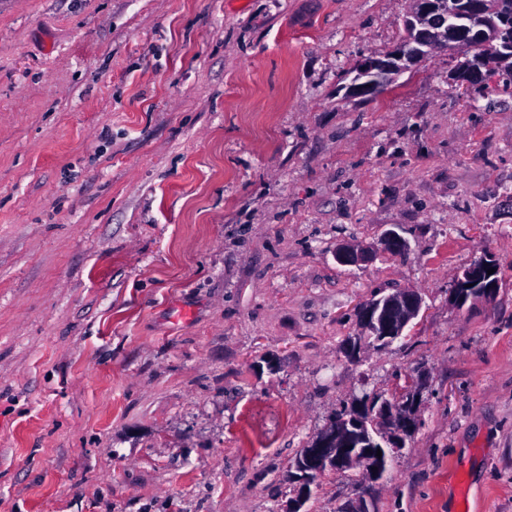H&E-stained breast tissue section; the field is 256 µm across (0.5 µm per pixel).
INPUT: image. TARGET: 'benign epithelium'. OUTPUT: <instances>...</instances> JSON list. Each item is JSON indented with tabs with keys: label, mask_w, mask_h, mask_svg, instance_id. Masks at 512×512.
Returning <instances> with one entry per match:
<instances>
[{
	"label": "benign epithelium",
	"mask_w": 512,
	"mask_h": 512,
	"mask_svg": "<svg viewBox=\"0 0 512 512\" xmlns=\"http://www.w3.org/2000/svg\"><path fill=\"white\" fill-rule=\"evenodd\" d=\"M435 11L437 5L427 2L418 13L407 20V27L417 30V42L412 48L402 46L398 49L396 56L401 65H387L373 57L362 59L351 79L350 91L356 92L361 88L379 90L392 82L396 74L424 57L426 49L448 47V18L444 16L439 25H433L428 15ZM382 245L387 251L397 252L406 250L409 243L397 231L390 230L383 236ZM371 257L373 254L368 250L347 244L336 250V261L342 265H354ZM490 268H497L496 260L491 256H484L474 266L463 271L452 291V300L456 306L460 307L465 303L469 290L475 297L485 300L495 296L500 280L487 274ZM422 306L423 299L418 292L413 289H399L365 305L361 314L363 329L366 335L376 337V341L390 344L403 335L409 323L419 315ZM413 406L414 399L411 398L394 409L382 406L377 415L388 425V429L408 433L417 425ZM369 411V407H360L348 418H337L314 441V447L308 449L293 474L301 491L293 500L290 512H301L316 488V476L325 470L351 469L356 466L357 461L365 458L368 460V480L376 482L382 478L387 455L370 457L350 447V427L360 422L362 416Z\"/></svg>",
	"instance_id": "1"
}]
</instances>
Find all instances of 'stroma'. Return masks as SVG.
I'll return each mask as SVG.
<instances>
[{"label":"stroma","mask_w":512,"mask_h":512,"mask_svg":"<svg viewBox=\"0 0 512 512\" xmlns=\"http://www.w3.org/2000/svg\"><path fill=\"white\" fill-rule=\"evenodd\" d=\"M411 7L0 0V512H286L336 413L415 390L388 473L306 512H512V96L454 51L351 96ZM404 288L403 336L351 353ZM490 268H494L495 272L487 275V270ZM497 270L496 260L492 256H484L474 266L464 270L462 276L457 279L452 291L454 304L457 307L463 306L468 297L466 295L468 288H471L472 294L476 298L492 299L500 284L499 278L494 277L492 279ZM466 284H472V287H466ZM423 306L421 295L413 289H399L365 305L361 322L367 336L390 344L403 335Z\"/></svg>","instance_id":"stroma-1"}]
</instances>
